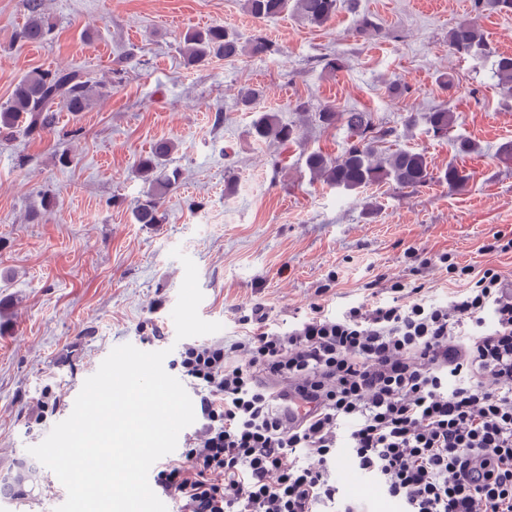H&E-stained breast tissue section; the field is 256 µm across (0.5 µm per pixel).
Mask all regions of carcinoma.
Here are the masks:
<instances>
[{"instance_id":"obj_1","label":"carcinoma","mask_w":512,"mask_h":512,"mask_svg":"<svg viewBox=\"0 0 512 512\" xmlns=\"http://www.w3.org/2000/svg\"><path fill=\"white\" fill-rule=\"evenodd\" d=\"M479 11H512V0H474ZM29 17L17 33L18 41L41 42L52 30L49 18L39 10L37 0H27ZM244 11L255 20H265L285 12L296 14L303 22L323 27L341 8V0H243ZM448 48L458 57L493 58V74L503 93L512 97V54L492 49L484 30L472 22L463 21L448 30ZM179 50L185 62L192 66L203 65L214 58L231 59L243 54L254 57L274 55L278 45L266 35L257 34L247 46H242L237 35L222 25L186 31L179 40ZM108 93L104 83H92L81 72L49 71L34 69L24 75L13 89L9 105L0 112V129L12 130L19 120L26 122L25 131L40 136L54 130L58 113L68 112L77 116L88 111L94 101ZM259 86H246L239 93L243 110L252 113L249 135L255 142H292L299 138L298 127L280 122L276 115L253 109L262 96ZM295 110L307 121L324 126L343 122L353 140L343 155L330 159L320 151H311L305 158L306 168L314 177L328 185L346 191H356L372 185H392L399 189L417 191L433 181L456 184L463 179L454 166L433 173L424 153L410 149L382 150L388 133L374 126L368 113L355 109L338 111L327 105L318 112L309 113L305 103H298ZM455 115L446 108L434 109L425 115L429 130L437 137H446L454 128ZM176 149L170 139L156 141L150 154L139 158L137 170L148 189L132 210L137 224H162L166 220L163 209L165 196L178 186L181 173L168 168L170 156Z\"/></svg>"}]
</instances>
